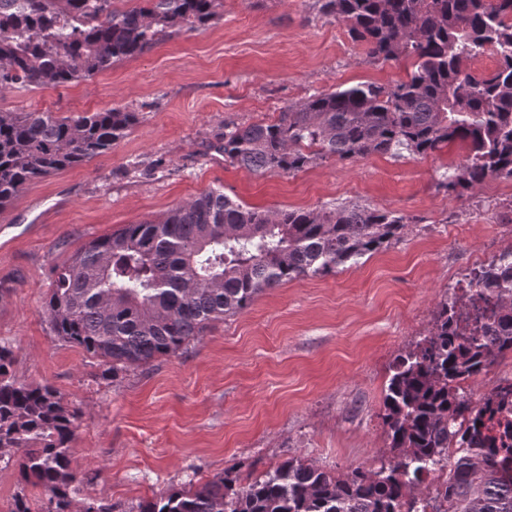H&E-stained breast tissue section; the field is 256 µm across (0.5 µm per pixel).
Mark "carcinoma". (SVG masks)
<instances>
[{
    "label": "carcinoma",
    "instance_id": "carcinoma-1",
    "mask_svg": "<svg viewBox=\"0 0 512 512\" xmlns=\"http://www.w3.org/2000/svg\"><path fill=\"white\" fill-rule=\"evenodd\" d=\"M378 61H412L407 79L315 92L271 123L224 132V160L255 173L291 174L319 160L354 162L404 149L426 156L448 142L465 161L438 188L460 197L490 177H512V0H317ZM222 0H0V88H57L150 50L161 38L219 17ZM491 50L492 71L470 63ZM121 108L76 117L0 112V210L29 184L112 149L135 123ZM412 219L357 203L257 210L211 188L158 222L126 224L53 270L43 314L60 340L112 377L177 353L211 322L267 289L323 277L400 239ZM475 296L443 297L427 334L388 367L379 417L390 455L336 474L290 458L247 483L224 475L142 500L135 512H512V471L471 411L461 382L512 354V267L475 274ZM500 293L490 326L453 314L481 289ZM0 345V470L16 466L55 512H73L71 443L80 410L49 383L21 384ZM498 410L512 384L486 395ZM448 469L433 504L416 493Z\"/></svg>",
    "mask_w": 512,
    "mask_h": 512
}]
</instances>
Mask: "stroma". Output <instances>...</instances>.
Returning <instances> with one entry per match:
<instances>
[{"label":"stroma","mask_w":512,"mask_h":512,"mask_svg":"<svg viewBox=\"0 0 512 512\" xmlns=\"http://www.w3.org/2000/svg\"><path fill=\"white\" fill-rule=\"evenodd\" d=\"M410 69L370 58L315 0H223L208 25L94 77L0 91V112L138 115L111 150L31 183L0 212V344L15 351L18 382L51 384L82 413L71 443L76 506L132 512L167 488L232 466L253 478L292 457L340 474L376 466L388 366L427 332L452 280L512 246V228L485 206L507 188L493 177L460 198L439 190L465 159L458 142L292 175L238 168L218 146L225 129L272 121L314 92L392 84ZM218 186L261 210L353 202L413 222L377 254L268 289L201 340L115 378L54 336L42 307L55 267Z\"/></svg>","instance_id":"stroma-1"}]
</instances>
